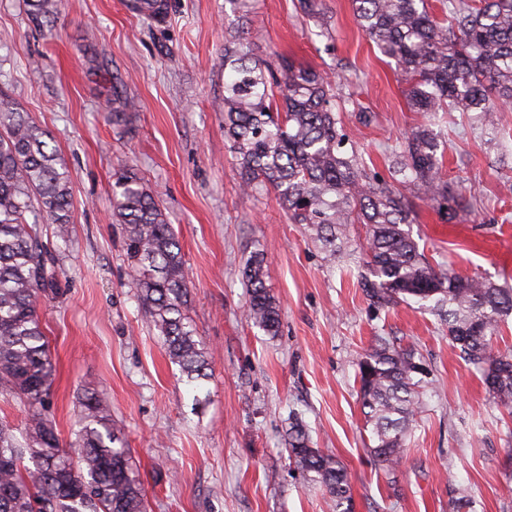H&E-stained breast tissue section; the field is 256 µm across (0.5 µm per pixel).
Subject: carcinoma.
Wrapping results in <instances>:
<instances>
[{
	"label": "carcinoma",
	"instance_id": "cac0c4a2",
	"mask_svg": "<svg viewBox=\"0 0 512 512\" xmlns=\"http://www.w3.org/2000/svg\"><path fill=\"white\" fill-rule=\"evenodd\" d=\"M32 20L52 25L59 0H25ZM353 13L380 53L404 74L415 112H473L483 124L512 105V0H351ZM161 24L170 0H125ZM336 85L319 72L257 56L244 33L224 42V135L248 189L271 188L296 224H305L331 256L347 227H365L360 288L377 309L409 299L433 302L448 317V338L479 368L495 403L512 413V353L493 352L491 338L512 314V288L478 276L434 268L407 226L404 196L369 175L349 136L338 127ZM135 108L112 85L107 119L120 125ZM49 134L0 91V390L27 407L26 434L0 427V512H146L145 490L130 448L112 426L109 408L89 398L64 450L48 416L54 366L43 331L40 299L53 291L42 225L67 242L72 175ZM440 142L427 125L410 129L395 151L391 178L418 187L454 221L462 199L441 180ZM112 219L125 225L131 287L152 319L169 358L187 381L207 377L208 352L187 316L185 260L178 236L153 193L127 161L112 185ZM264 251L243 268L247 318L277 335L280 309L266 285ZM416 349L380 339L358 363L359 394L370 426L371 452L396 468L415 423L423 382ZM288 457L321 487L332 512H354L350 481L335 457L310 446L301 419L288 429Z\"/></svg>",
	"mask_w": 512,
	"mask_h": 512
}]
</instances>
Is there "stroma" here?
Segmentation results:
<instances>
[{"instance_id":"obj_1","label":"stroma","mask_w":512,"mask_h":512,"mask_svg":"<svg viewBox=\"0 0 512 512\" xmlns=\"http://www.w3.org/2000/svg\"><path fill=\"white\" fill-rule=\"evenodd\" d=\"M150 24L122 0H60L51 31L24 0H0V89L45 129L72 175L70 240L51 247L56 295L39 312L55 367L49 405L68 444L84 394L105 402L146 489L148 512H329L322 490L290 463L291 415L313 447L350 478L355 512H512V414L458 356L448 324L415 303L375 311L358 286L363 225L332 258L294 224L270 190L244 192L224 115V38L244 29L255 53L284 54L336 84L358 111L341 115L366 170L388 177L392 152L422 113L406 84L359 26L351 0H252L248 16L224 0H170ZM137 109L105 119L112 80ZM370 112L362 124L360 111ZM441 177L464 208L447 222L413 186L399 184L412 236L434 267L512 288V107L494 126L441 114ZM131 160L181 242L187 313L207 348L208 378L188 384L170 362L135 291L124 225L112 220L113 174ZM263 250L281 322L268 336L246 319L241 271ZM413 345L428 371L422 411L395 470L375 465L359 402L358 362L375 337Z\"/></svg>"}]
</instances>
